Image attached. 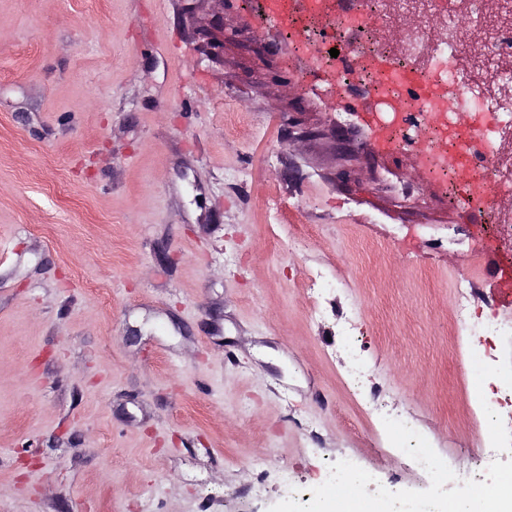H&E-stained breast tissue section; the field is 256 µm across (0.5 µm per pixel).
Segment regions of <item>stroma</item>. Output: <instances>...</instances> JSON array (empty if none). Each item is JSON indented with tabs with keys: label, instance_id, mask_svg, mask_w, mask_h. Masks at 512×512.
Listing matches in <instances>:
<instances>
[{
	"label": "stroma",
	"instance_id": "obj_1",
	"mask_svg": "<svg viewBox=\"0 0 512 512\" xmlns=\"http://www.w3.org/2000/svg\"><path fill=\"white\" fill-rule=\"evenodd\" d=\"M304 70L262 0H0V512H316L348 457L389 512L475 492L512 335L481 369L454 285L512 324L497 254ZM353 307L446 479L350 388ZM472 278L473 277L467 280L468 288H463L461 290V304L457 319L458 328L465 333V336H470L467 333L472 331L475 326V323L472 324L470 322L472 318L470 309L472 306H475V304L478 305L479 302H482V293L480 292V288H475L476 281ZM397 449H399L401 454L410 457L424 474L434 477L438 476V471L432 465L431 457L421 449L420 442L406 440Z\"/></svg>",
	"mask_w": 512,
	"mask_h": 512
}]
</instances>
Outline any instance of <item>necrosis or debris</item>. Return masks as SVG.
Segmentation results:
<instances>
[{"mask_svg": "<svg viewBox=\"0 0 512 512\" xmlns=\"http://www.w3.org/2000/svg\"><path fill=\"white\" fill-rule=\"evenodd\" d=\"M497 14L485 21L473 0H462L463 13L474 29L462 43L453 24L434 17L430 0H361L358 9L329 0L324 10L304 19L303 32H289L291 50L334 75V92L346 97L365 95L380 103H395L385 128L396 143H424L429 155L430 179L460 186L464 167L485 175L476 203L490 205L491 235L502 247L512 246V0H496ZM354 20L355 36L331 57L312 48L310 29L342 28ZM408 25L400 42L388 44L380 28ZM370 56L387 59L402 74L426 79L425 93H401L395 81L382 78L367 65ZM486 117L471 134L470 154L464 162L451 158L459 132L458 112ZM512 409V393L491 391L479 411L490 431L482 453L501 458L508 443L499 434L500 412Z\"/></svg>", "mask_w": 512, "mask_h": 512, "instance_id": "1", "label": "necrosis or debris"}]
</instances>
